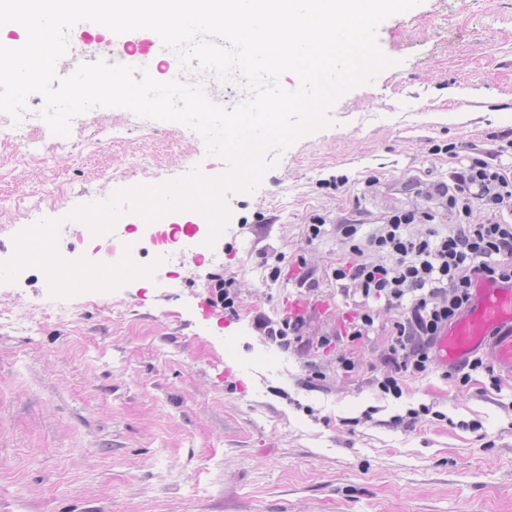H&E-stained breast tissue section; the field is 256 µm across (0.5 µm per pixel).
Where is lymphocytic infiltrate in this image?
I'll return each mask as SVG.
<instances>
[{"instance_id": "1", "label": "lymphocytic infiltrate", "mask_w": 512, "mask_h": 512, "mask_svg": "<svg viewBox=\"0 0 512 512\" xmlns=\"http://www.w3.org/2000/svg\"><path fill=\"white\" fill-rule=\"evenodd\" d=\"M407 190L430 203L425 211L395 210L368 233L340 224L336 232L348 251L333 270L343 294L384 302L396 310L387 349L380 362L383 390L398 388L406 375L427 372L436 363L439 337L466 309L476 280L512 284V167L491 153L452 168L447 179H408ZM486 210L480 224L473 209ZM450 215L454 224L439 228L435 219ZM425 233H413L415 225ZM306 320L286 314L261 319L259 329L281 349L309 346Z\"/></svg>"}]
</instances>
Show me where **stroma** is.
<instances>
[{
  "label": "stroma",
  "mask_w": 512,
  "mask_h": 512,
  "mask_svg": "<svg viewBox=\"0 0 512 512\" xmlns=\"http://www.w3.org/2000/svg\"><path fill=\"white\" fill-rule=\"evenodd\" d=\"M376 41L390 66L340 95L327 126L269 153L252 191L228 194L214 247L147 242L122 204L114 237L143 242L150 274L88 296L38 276L36 257L15 267L10 243L29 213L106 276L75 209L228 166L193 128L123 108L78 115L58 139L32 94L21 146L0 112V512H512V379L479 367L449 380L436 367L383 392L369 365L395 314L344 297L329 274L344 250L337 224L369 231L425 208L405 180L447 176L512 133V0H422ZM305 267L320 280L310 302L295 283ZM228 278L233 317L213 302ZM61 297L66 320L52 310ZM301 299L312 335L367 311L374 325L355 343L282 350L256 320ZM424 405L431 414L396 425Z\"/></svg>",
  "instance_id": "35a3bbf8"
}]
</instances>
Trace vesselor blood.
Returning <instances> with one entry per match:
<instances>
[{
  "label": "vessel or blood",
  "instance_id": "vessel-or-blood-1",
  "mask_svg": "<svg viewBox=\"0 0 512 512\" xmlns=\"http://www.w3.org/2000/svg\"><path fill=\"white\" fill-rule=\"evenodd\" d=\"M482 349L512 377V284L475 283L467 309L438 340V364L456 368Z\"/></svg>",
  "mask_w": 512,
  "mask_h": 512
}]
</instances>
